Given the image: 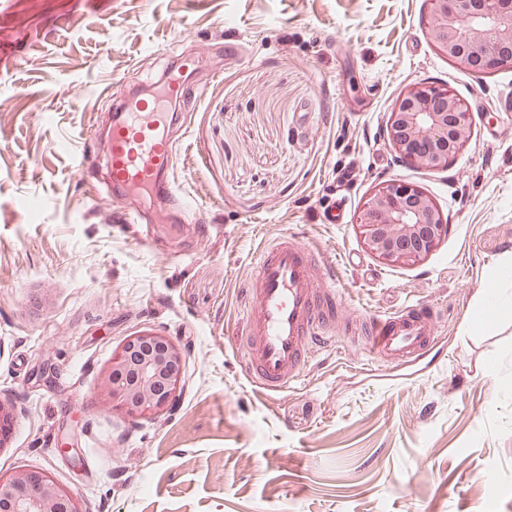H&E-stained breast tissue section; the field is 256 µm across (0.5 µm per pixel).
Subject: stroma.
Wrapping results in <instances>:
<instances>
[{
  "label": "stroma",
  "mask_w": 512,
  "mask_h": 512,
  "mask_svg": "<svg viewBox=\"0 0 512 512\" xmlns=\"http://www.w3.org/2000/svg\"><path fill=\"white\" fill-rule=\"evenodd\" d=\"M429 0H0V397L18 406L0 474L38 470L83 512H512V310L463 334L512 260V67L457 70L429 42ZM196 103L173 179L194 219L134 203L118 222L102 128L176 58ZM448 89L473 137L436 174L385 133L412 83ZM421 188L449 218L425 261L382 264L358 227L372 192ZM344 221L330 224V209ZM315 246L334 336L305 377L258 394L235 351L255 252ZM433 306L423 357L361 369L347 329ZM186 352L171 415L103 407L128 336ZM74 435L62 453L60 435Z\"/></svg>",
  "instance_id": "1"
}]
</instances>
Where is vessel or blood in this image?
<instances>
[{
  "instance_id": "obj_1",
  "label": "vessel or blood",
  "mask_w": 512,
  "mask_h": 512,
  "mask_svg": "<svg viewBox=\"0 0 512 512\" xmlns=\"http://www.w3.org/2000/svg\"><path fill=\"white\" fill-rule=\"evenodd\" d=\"M180 76H165L161 96L137 95L119 107L109 129L106 161L113 193L143 192L170 201L179 192L170 175L177 162L171 126L177 116L160 109V98L182 101ZM319 252L293 237L258 249L247 282L249 305L236 339L242 366L263 395L282 393L297 383L313 345L326 343L336 319V293L317 288L310 267ZM433 308L407 304L366 317L355 343L375 361L401 362L422 357L436 340Z\"/></svg>"
}]
</instances>
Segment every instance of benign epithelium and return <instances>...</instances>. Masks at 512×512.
<instances>
[{"instance_id": "7a95c632", "label": "benign epithelium", "mask_w": 512, "mask_h": 512, "mask_svg": "<svg viewBox=\"0 0 512 512\" xmlns=\"http://www.w3.org/2000/svg\"><path fill=\"white\" fill-rule=\"evenodd\" d=\"M427 36L458 69L483 74L512 67V0H430ZM387 136L398 157L426 172L448 168L471 138L469 112L456 95L427 83L409 86L395 101ZM367 249L391 264L414 265L448 234V216L425 192L388 183L367 200L360 219ZM184 352L153 331L129 337L112 353L100 387L108 409L130 418L169 414L179 405ZM18 417L0 399V448L8 447ZM0 512H79L74 498L46 474L17 469L0 477Z\"/></svg>"}]
</instances>
